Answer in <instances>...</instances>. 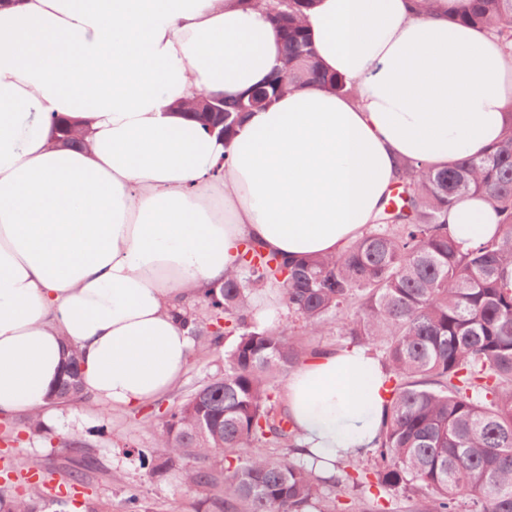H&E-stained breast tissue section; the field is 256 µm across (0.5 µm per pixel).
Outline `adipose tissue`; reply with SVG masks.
Segmentation results:
<instances>
[{
	"instance_id": "adipose-tissue-1",
	"label": "adipose tissue",
	"mask_w": 512,
	"mask_h": 512,
	"mask_svg": "<svg viewBox=\"0 0 512 512\" xmlns=\"http://www.w3.org/2000/svg\"><path fill=\"white\" fill-rule=\"evenodd\" d=\"M464 0H315L304 18L347 93L306 86L248 113L230 141L180 108L261 85L282 55L241 0H0V414L52 423L67 345L83 392L131 408L186 370L183 304L220 285L247 241L333 255L373 223L401 161L480 153L512 115V57L458 23ZM83 126L61 145L58 124ZM484 200L448 210L464 246ZM386 373L365 347L287 379L300 454L323 477L374 448Z\"/></svg>"
}]
</instances>
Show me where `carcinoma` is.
<instances>
[{
    "instance_id": "1",
    "label": "carcinoma",
    "mask_w": 512,
    "mask_h": 512,
    "mask_svg": "<svg viewBox=\"0 0 512 512\" xmlns=\"http://www.w3.org/2000/svg\"><path fill=\"white\" fill-rule=\"evenodd\" d=\"M311 2L271 5L286 81L268 88L269 105L304 85L344 90L304 27ZM459 20L492 29L512 53V0H468ZM244 113L239 97L193 118L224 124L228 140ZM396 185L401 197L335 257L290 261L246 243L238 270L200 298L204 319H190L196 340L224 347V373L166 412L156 446L138 451L140 467L161 476L195 462L183 484L214 512H307L322 497L314 466L260 452L299 447L273 381L324 354L293 341L288 322L255 320L251 297L271 284L307 334L382 353L389 398L372 464L348 460L340 482L401 491L410 512H512V123L498 144L446 167L401 162ZM471 196L493 207L498 231L463 250L448 208ZM56 396L83 399L75 351ZM42 501L37 484L27 499L0 490V512H42Z\"/></svg>"
}]
</instances>
